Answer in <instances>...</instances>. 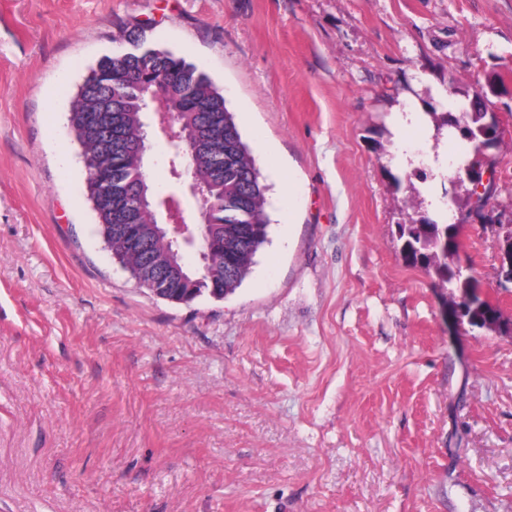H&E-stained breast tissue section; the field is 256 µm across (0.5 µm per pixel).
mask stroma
Returning <instances> with one entry per match:
<instances>
[{"label": "stroma", "instance_id": "35a3bbf8", "mask_svg": "<svg viewBox=\"0 0 512 512\" xmlns=\"http://www.w3.org/2000/svg\"><path fill=\"white\" fill-rule=\"evenodd\" d=\"M139 25L223 93L267 187L221 300L139 286L86 197L71 97ZM479 86L507 219L512 0H0V512H512L499 238L458 231L505 326L452 334L397 233L464 198L442 121Z\"/></svg>", "mask_w": 512, "mask_h": 512}]
</instances>
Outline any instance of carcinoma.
<instances>
[{
	"instance_id": "obj_1",
	"label": "carcinoma",
	"mask_w": 512,
	"mask_h": 512,
	"mask_svg": "<svg viewBox=\"0 0 512 512\" xmlns=\"http://www.w3.org/2000/svg\"><path fill=\"white\" fill-rule=\"evenodd\" d=\"M127 40L134 50L121 61L102 57L89 70L71 101L69 122L81 145V155L87 171V198L97 195L96 178L105 175L120 186L133 184L144 190L145 198H160L175 186L174 175L179 167L166 169L167 181L157 183L152 172L136 152L118 149L112 144L109 129L100 120L107 101L119 104L128 126L130 139L141 137L142 106L150 96L157 95L171 108L175 121L188 134L208 124L223 131V138L213 149L193 155L185 164L201 176L207 185L205 201V237L201 243L214 244L222 234L236 235L237 251L215 257L224 262V287L234 292L245 279L259 248L267 241L270 224L265 213L266 186L256 166L253 152L244 140L235 116L229 111L224 95L213 85L207 74L184 57L161 48L141 34H130ZM469 121L460 128L463 152L456 171L461 172L474 158L488 119L483 102L466 114ZM126 224L149 228L154 223L149 207L132 205L124 218ZM457 225L424 222L406 224L401 230L402 252L413 264L433 269L451 297L473 295L479 282L472 276H458L443 254L444 239L456 235ZM163 257V247L149 233L138 246L137 265L147 269L155 259ZM194 255L176 253L167 257L173 277L168 283L169 296H180L195 287ZM494 306L482 302L469 307L465 319L471 328L487 329L486 321Z\"/></svg>"
}]
</instances>
